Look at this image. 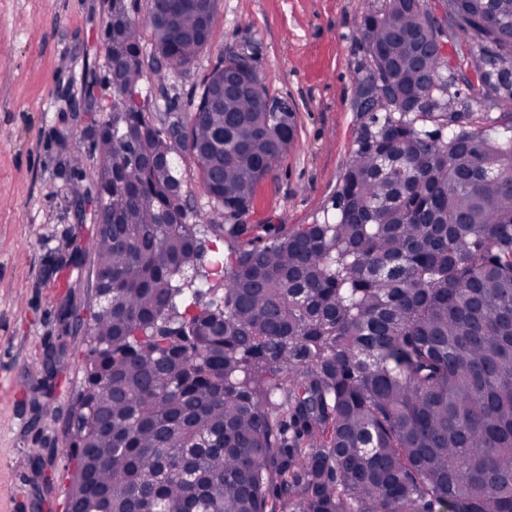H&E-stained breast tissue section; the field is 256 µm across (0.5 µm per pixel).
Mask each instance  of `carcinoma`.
Masks as SVG:
<instances>
[{"mask_svg": "<svg viewBox=\"0 0 512 512\" xmlns=\"http://www.w3.org/2000/svg\"><path fill=\"white\" fill-rule=\"evenodd\" d=\"M137 4L107 22L115 99L214 32L216 0ZM443 9L512 115V0ZM359 36L356 98L382 93L357 106L333 222L235 223L296 142L267 86L220 93L226 70L263 81L250 51L222 55L178 136L131 99L99 125L91 248L112 293L71 443L78 512H512V137L454 111L430 0H380ZM180 152L228 220L220 290L193 279Z\"/></svg>", "mask_w": 512, "mask_h": 512, "instance_id": "cac0c4a2", "label": "carcinoma"}]
</instances>
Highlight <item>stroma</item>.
I'll use <instances>...</instances> for the list:
<instances>
[{"label": "stroma", "mask_w": 512, "mask_h": 512, "mask_svg": "<svg viewBox=\"0 0 512 512\" xmlns=\"http://www.w3.org/2000/svg\"><path fill=\"white\" fill-rule=\"evenodd\" d=\"M374 0H218L211 45L182 76L146 74L155 120L189 118L203 79L250 32L271 95L295 112L297 142L255 188L240 221L296 226L332 209L367 115L354 102L365 63L357 27ZM108 0H0V512H65L69 436L98 310L89 249L96 226V129L109 102ZM81 154L80 177L68 160ZM202 214V272L227 252L205 189L181 164ZM78 321L65 325L61 310Z\"/></svg>", "instance_id": "35a3bbf8"}]
</instances>
